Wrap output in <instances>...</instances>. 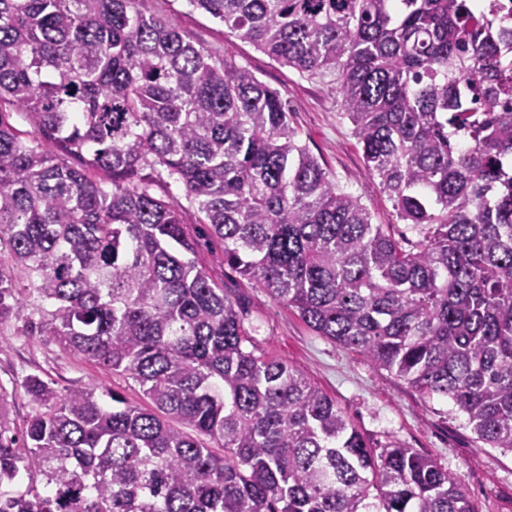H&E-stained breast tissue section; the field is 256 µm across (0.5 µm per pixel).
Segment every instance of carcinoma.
<instances>
[{
    "instance_id": "carcinoma-1",
    "label": "carcinoma",
    "mask_w": 512,
    "mask_h": 512,
    "mask_svg": "<svg viewBox=\"0 0 512 512\" xmlns=\"http://www.w3.org/2000/svg\"><path fill=\"white\" fill-rule=\"evenodd\" d=\"M189 3L335 76L419 240L336 186L276 90L140 0H0V326L156 407L29 374L18 431L0 388V512H476L437 461L375 449L300 370L255 355L184 215L316 334L512 451V28L472 0ZM173 184L186 203L155 195Z\"/></svg>"
}]
</instances>
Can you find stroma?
Masks as SVG:
<instances>
[{
  "instance_id": "obj_1",
  "label": "stroma",
  "mask_w": 512,
  "mask_h": 512,
  "mask_svg": "<svg viewBox=\"0 0 512 512\" xmlns=\"http://www.w3.org/2000/svg\"><path fill=\"white\" fill-rule=\"evenodd\" d=\"M140 9L167 18L189 40L207 47L216 57L248 67L278 90L301 143L337 185L360 197L374 223L390 225L395 237L417 241V233L398 218L378 179L368 174L351 124L341 112L332 77L302 76L187 0H141ZM185 221L197 240L199 263L236 302L245 326L253 330L259 353L302 371L336 400L374 446L399 444L436 460L466 485L477 512H512L511 451L479 441L462 418L452 414L446 400L425 397L376 368L363 354L318 336L293 310L232 269L224 260L223 243L210 237L195 214H187ZM29 374L41 375L61 392L96 385L120 392L131 405L150 404L128 376L104 371L47 337L23 333L21 323L13 321L0 329V386L13 392L10 417L18 425L31 407L14 386Z\"/></svg>"
}]
</instances>
